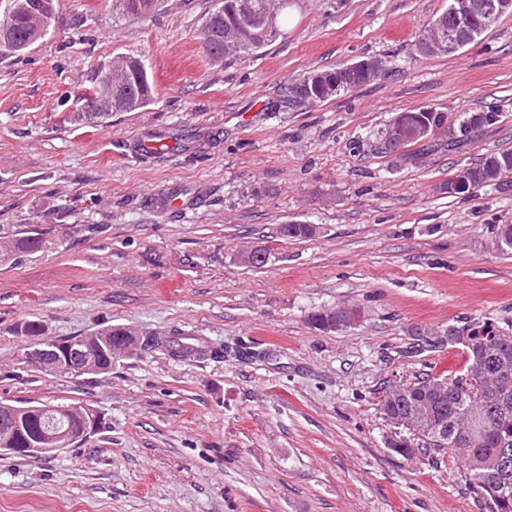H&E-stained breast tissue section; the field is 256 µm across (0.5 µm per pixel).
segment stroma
I'll list each match as a JSON object with an SVG mask.
<instances>
[{"instance_id":"stroma-1","label":"stroma","mask_w":512,"mask_h":512,"mask_svg":"<svg viewBox=\"0 0 512 512\" xmlns=\"http://www.w3.org/2000/svg\"><path fill=\"white\" fill-rule=\"evenodd\" d=\"M55 6L44 37L0 57V240L41 232L0 261V401L79 400L104 424L52 454L0 453V512H486L459 452L388 448L379 399L462 366L456 348L407 356L414 331L512 325V253L494 240L512 194L448 196L455 156L416 144L400 160L375 136L416 106L453 119L494 105L501 121L468 155L512 149V17L426 57L416 43L448 0H290L282 38L217 66L202 51L212 0H158L139 18L112 0ZM120 54L145 64L153 104L69 122ZM366 58L383 65L376 82L282 103L305 73ZM157 137L166 154L141 152ZM291 221L315 235L277 237ZM254 247L265 266L242 262ZM341 304L356 325L310 324ZM26 320L53 339L192 334L225 355L156 346L60 378L24 364Z\"/></svg>"}]
</instances>
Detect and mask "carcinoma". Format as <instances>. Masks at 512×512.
Wrapping results in <instances>:
<instances>
[{"label":"carcinoma","instance_id":"carcinoma-1","mask_svg":"<svg viewBox=\"0 0 512 512\" xmlns=\"http://www.w3.org/2000/svg\"><path fill=\"white\" fill-rule=\"evenodd\" d=\"M214 6L208 12L203 30V50L215 64H222L230 59L251 57L284 35L283 19L289 8V0H281L280 12L276 22L267 23L269 0H213ZM155 0H112V6L119 14L127 17H138L147 13L154 6ZM28 0H8L6 12L0 15V23L9 20L15 31V39L11 44L0 43V55L21 53L19 45L26 42L29 35L37 30L47 33L54 20V15L37 17L28 13ZM451 8L437 14L426 32L441 33L448 31L453 23ZM490 25L483 22L479 15L460 25V34L464 43L471 44L477 40ZM120 60L127 64L128 73L118 86L117 92L122 99L121 112H136L147 108L154 102V87L144 63L136 58L122 56ZM372 83L364 62L359 60L346 63L330 70L312 71L287 88L288 100L294 103L317 104L332 97L349 94ZM501 111L496 107H488L476 112L463 113L462 117L448 120L444 112L431 107L421 106L404 112H398L392 122L408 127L426 124L429 130L418 138L410 136L384 140L385 131L378 132V149L380 153L396 158L404 156V149L421 142L437 131L448 133V151L457 152L471 143L474 133L492 126L500 121ZM470 166V183L466 196L473 197L486 187L499 192L512 191V150L493 149L468 163ZM315 228L311 224L291 222L280 224L276 233L284 238H307L313 235ZM495 242L501 251L512 252V224L497 225ZM40 245V233L35 230L24 232L15 239L11 246L0 251V258L13 252L31 251ZM337 308H324L311 314L310 322L314 327L326 329L336 321ZM479 328L488 334L496 333L502 344L506 345L505 362L494 358L493 366L483 374H470L465 387H448L441 394L435 382L444 379L452 380L458 376L469 374L473 362L485 354L479 337L470 338L468 343L460 344L463 351L464 365L448 375H432L421 372L406 383L401 390L388 388L385 414L400 416L417 424L436 419L441 429L422 438L416 444L414 440L396 434L388 440V447L399 455L410 457L415 451L428 455L440 454L447 448H458L465 452L464 466L466 472L483 470V480L471 484L472 489L485 501L487 512H512V475L509 476V489L503 488V477L494 471L493 461L499 457L501 443L512 444V409L508 416L502 415L505 406L503 391H509L512 402V382H504L493 376V373L505 365L512 370V330L484 322ZM20 336H29L38 341V345L47 346L44 340L46 330L39 320H27L17 326ZM100 343L98 362L101 373L112 372V362L123 354H134L142 347L162 346L176 357L188 358L194 355L193 350L184 346H173L175 340L171 336H146L137 338L131 331L121 325L110 326L95 333ZM444 342L422 331L415 333V343L409 347V354L415 356L427 347L441 348ZM30 408L24 432V439H35L41 435L43 412L52 410L50 405H34ZM417 450H412V447Z\"/></svg>","mask_w":512,"mask_h":512}]
</instances>
